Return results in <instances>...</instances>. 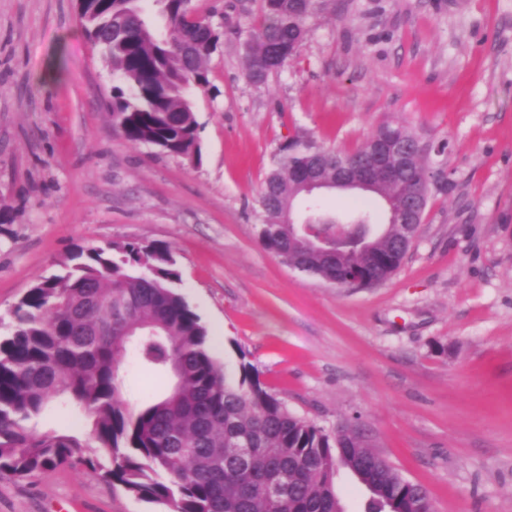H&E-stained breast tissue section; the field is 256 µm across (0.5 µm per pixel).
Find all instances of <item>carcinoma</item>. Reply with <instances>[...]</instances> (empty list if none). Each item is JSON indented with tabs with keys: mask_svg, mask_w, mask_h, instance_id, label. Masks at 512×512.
<instances>
[{
	"mask_svg": "<svg viewBox=\"0 0 512 512\" xmlns=\"http://www.w3.org/2000/svg\"><path fill=\"white\" fill-rule=\"evenodd\" d=\"M143 0H78L86 38L112 69V129L132 145L201 162L191 93L209 83L208 63L224 41V20L195 15L192 0H154L164 26L144 13ZM260 21L243 44L245 78L255 84L294 59L311 19L336 12V0H262ZM400 124L379 126L352 151L327 150L312 139L280 147L259 197L258 239L285 264L325 281L336 279V257L312 249L288 210L302 220L378 224L371 202L342 214L322 209L297 180L310 169L322 190L336 189V162L366 156L382 139H410ZM446 145L415 155L404 182L382 184L394 203L423 195L428 206L446 172L435 157ZM407 246L396 224L379 230L371 249L348 239L346 267L374 281L401 266ZM63 275L34 283L0 338V478L30 479L45 470L83 465L111 485L174 512H344L336 485L344 469L369 492L365 512H431L428 492L403 478L373 449L363 425L332 431L297 417L240 364L230 381L208 347L207 329L174 284L180 273L164 243L80 248ZM112 298V307L99 303ZM132 359L146 373L179 371L177 393L132 402L122 369ZM85 413L89 440L29 426L48 410ZM287 479L276 500L266 484Z\"/></svg>",
	"mask_w": 512,
	"mask_h": 512,
	"instance_id": "obj_1",
	"label": "carcinoma"
}]
</instances>
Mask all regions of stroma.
<instances>
[{
	"mask_svg": "<svg viewBox=\"0 0 512 512\" xmlns=\"http://www.w3.org/2000/svg\"><path fill=\"white\" fill-rule=\"evenodd\" d=\"M224 14L195 91L201 162L112 130V72L76 0H0V337L75 247L165 243L223 373L251 363L299 417L360 418L437 512H512V0H336L256 85L242 47L260 0ZM448 142L401 265L371 288L292 270L254 209L279 147L350 150L384 122ZM0 512H170L86 468L0 479Z\"/></svg>",
	"mask_w": 512,
	"mask_h": 512,
	"instance_id": "obj_1",
	"label": "stroma"
}]
</instances>
